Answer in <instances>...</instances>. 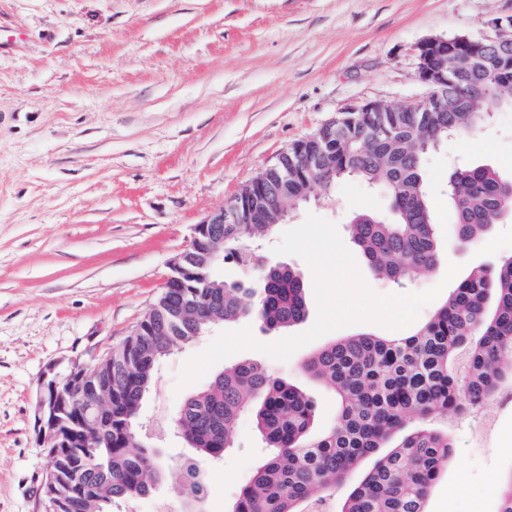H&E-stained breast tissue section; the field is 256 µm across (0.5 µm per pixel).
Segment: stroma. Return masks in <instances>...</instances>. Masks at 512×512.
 Wrapping results in <instances>:
<instances>
[{
    "label": "stroma",
    "instance_id": "stroma-1",
    "mask_svg": "<svg viewBox=\"0 0 512 512\" xmlns=\"http://www.w3.org/2000/svg\"><path fill=\"white\" fill-rule=\"evenodd\" d=\"M512 16V0H0V512H41L47 455L37 441L40 375L58 362L93 368L156 301L170 263L193 230L301 138L369 101L423 99L415 47L432 36L486 32ZM484 151L449 140L429 155L425 177L442 264L461 276L512 257V221L460 248L448 222V177L464 161L512 176V111L491 106ZM386 213L381 190L356 180L311 200L275 227L262 253L312 279L295 255L274 253L307 214L346 233L352 212ZM389 328L365 323L328 332L278 361L244 349L242 360L303 389L317 405L313 434L331 423L334 392L304 371L322 346ZM211 336L166 360L138 429L156 431L165 464L196 465L200 497L164 484L123 512H231L261 461L252 413L219 464L175 435L186 398L211 380L181 384ZM474 416L451 426L453 458L427 512H495L497 475L512 469V410L492 441L471 442Z\"/></svg>",
    "mask_w": 512,
    "mask_h": 512
}]
</instances>
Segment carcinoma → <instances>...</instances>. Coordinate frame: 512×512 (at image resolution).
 Listing matches in <instances>:
<instances>
[{
	"label": "carcinoma",
	"instance_id": "carcinoma-1",
	"mask_svg": "<svg viewBox=\"0 0 512 512\" xmlns=\"http://www.w3.org/2000/svg\"><path fill=\"white\" fill-rule=\"evenodd\" d=\"M481 53L489 64L476 70L477 100L462 96L467 80L450 63L439 104L426 103L418 112L397 105L346 113L350 120L336 128L317 161L304 153L295 158L286 184L281 173L271 176L281 205L292 214L313 185L330 190L344 178L379 188L390 201V215L355 214L352 243L381 279L400 284L437 272L441 251L424 159L448 139L478 132L490 119L488 105L512 109V42ZM448 199L455 243L471 246L490 225L512 215V179L488 166L463 165L448 180ZM276 226L274 215L267 224H226L217 244L224 259L255 275L258 289L225 284L203 258L199 276H189L179 292L163 291L144 313L140 335L127 336L88 372L96 386L112 383V422L99 423L90 441L73 435L70 453L48 460L57 477L72 483L60 512H112L114 504L143 498L168 481L187 495L199 492L196 467L159 462L136 420L161 363L216 322L249 317L267 331H280L306 320L302 272L268 265L251 249L250 242ZM215 291L224 300L213 318L205 307ZM304 369L338 399L331 424L318 437L310 436L314 400L252 361L224 368L181 406L176 426L206 459H219L233 447L237 421L248 410L272 449L243 484L232 512H332L328 491L371 455L373 466L339 512H426L453 451L451 432L437 424L483 408L498 389L512 385V257L474 270L412 334L349 336L317 351ZM410 414L421 425L407 432ZM498 483L496 512H512V470Z\"/></svg>",
	"mask_w": 512,
	"mask_h": 512
}]
</instances>
